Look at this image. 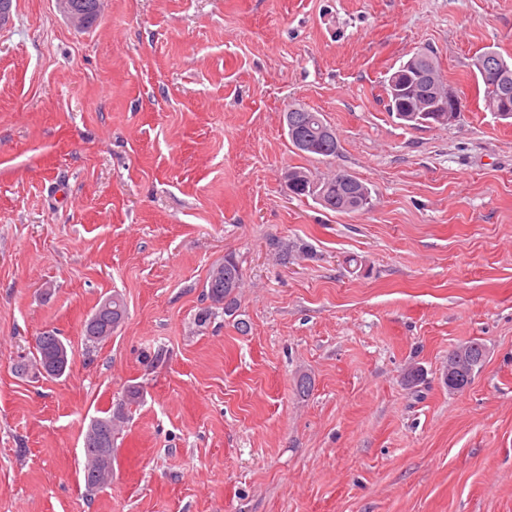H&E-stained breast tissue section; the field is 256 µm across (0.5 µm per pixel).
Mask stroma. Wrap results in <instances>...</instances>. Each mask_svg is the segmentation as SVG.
I'll list each match as a JSON object with an SVG mask.
<instances>
[{"label": "stroma", "instance_id": "stroma-1", "mask_svg": "<svg viewBox=\"0 0 512 512\" xmlns=\"http://www.w3.org/2000/svg\"><path fill=\"white\" fill-rule=\"evenodd\" d=\"M422 48L465 103L452 125L386 110L390 68ZM489 49L512 57V0H103L84 30L13 0L0 512H512V124L478 90ZM294 106L337 157L295 150ZM297 166L359 177L373 207L293 196ZM230 253L227 312L204 285ZM115 293L125 322L88 346ZM50 330L69 370L16 373ZM470 340L485 364L449 391ZM131 385L112 483L87 495L84 432ZM126 313L127 306L121 296L106 297L84 323L85 340L91 345H98L111 338L124 321ZM487 349L484 343L469 341L454 348L448 354V389L463 392L473 381L474 375L484 365ZM458 366L462 372L451 373V368Z\"/></svg>", "mask_w": 512, "mask_h": 512}]
</instances>
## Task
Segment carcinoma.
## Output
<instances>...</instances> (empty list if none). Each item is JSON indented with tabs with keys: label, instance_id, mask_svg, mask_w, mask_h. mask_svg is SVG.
<instances>
[{
	"label": "carcinoma",
	"instance_id": "cac0c4a2",
	"mask_svg": "<svg viewBox=\"0 0 512 512\" xmlns=\"http://www.w3.org/2000/svg\"><path fill=\"white\" fill-rule=\"evenodd\" d=\"M498 63L493 70L480 69L482 52L474 60L477 81L484 87V106L490 112L506 111L512 116V60H506L498 51H493ZM388 112L407 125L415 121L407 117L409 112H419L421 107L414 87L405 80L387 78L384 86ZM298 117V121L311 135L313 130L326 123L319 112L285 113V119ZM288 180L292 182L290 192L296 197H310L324 208L340 213L351 214L369 210L372 205V190L358 177L344 171L336 172L324 179H316L300 167L288 169ZM243 283V272L239 262L232 256L212 266L205 282V297L214 305H222L229 311L237 306L239 289ZM127 313L124 299L110 295L103 299L93 314L84 323L85 340L98 345L112 337V333L122 324ZM36 357L32 363L21 361L16 370L26 372L35 369L48 377H61L69 369L70 348L66 340L55 331H45L35 339ZM487 357L485 344L469 341L454 348L448 354V367L460 370L448 373V390L462 392L473 381L474 375L484 365ZM142 392L137 386H130L116 408L107 416L90 420L83 437L84 456L83 480L86 491L97 492L112 481V448L117 424L125 419L127 406L137 403Z\"/></svg>",
	"mask_w": 512,
	"mask_h": 512
}]
</instances>
